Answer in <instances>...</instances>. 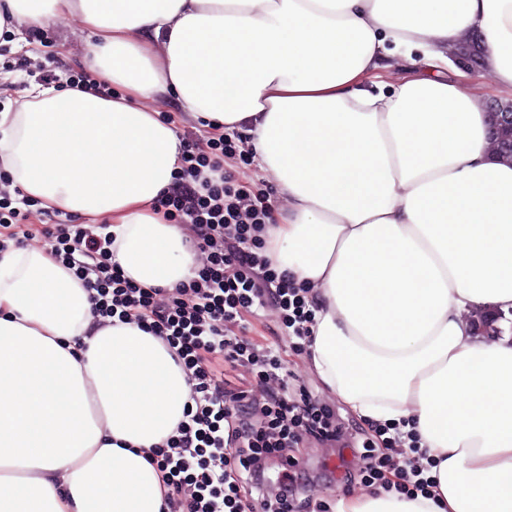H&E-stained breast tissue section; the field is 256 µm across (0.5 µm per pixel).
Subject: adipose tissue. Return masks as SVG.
<instances>
[{"instance_id": "ef3b65f1", "label": "adipose tissue", "mask_w": 512, "mask_h": 512, "mask_svg": "<svg viewBox=\"0 0 512 512\" xmlns=\"http://www.w3.org/2000/svg\"><path fill=\"white\" fill-rule=\"evenodd\" d=\"M67 15L92 29L83 62L112 95L34 82L1 105L15 185L106 218L125 275L172 288L196 261L155 208L180 139L153 103L241 133L284 202L268 254L308 290L315 372L435 461L432 498L372 490L337 512H512V341L464 319L512 309V163L443 53L479 34L512 95V0H0V33ZM189 394L162 341L96 324L46 251L0 253V512H160L146 456Z\"/></svg>"}]
</instances>
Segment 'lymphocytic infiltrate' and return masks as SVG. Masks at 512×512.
<instances>
[{"instance_id": "lymphocytic-infiltrate-1", "label": "lymphocytic infiltrate", "mask_w": 512, "mask_h": 512, "mask_svg": "<svg viewBox=\"0 0 512 512\" xmlns=\"http://www.w3.org/2000/svg\"><path fill=\"white\" fill-rule=\"evenodd\" d=\"M180 169L158 205L185 224L191 248L203 260L194 278L174 288H147L127 278L112 259V236L96 224L53 222L33 227L29 210L0 192V252L40 239L51 256L83 282L100 320L138 322L161 339L182 368L192 406L174 435L149 462L162 478V512H309L297 494L296 460L306 440L345 441L347 428L330 406L306 389L288 390L280 352L247 334V318L266 307L305 350L313 311L306 291L265 254L271 210L224 169L239 155L221 133L181 139ZM246 368L253 388L227 382L221 364ZM359 452L361 481L405 497L429 495L435 481L422 464L397 467L392 452L404 444L391 424L370 423ZM278 460L279 493L266 492V464Z\"/></svg>"}]
</instances>
